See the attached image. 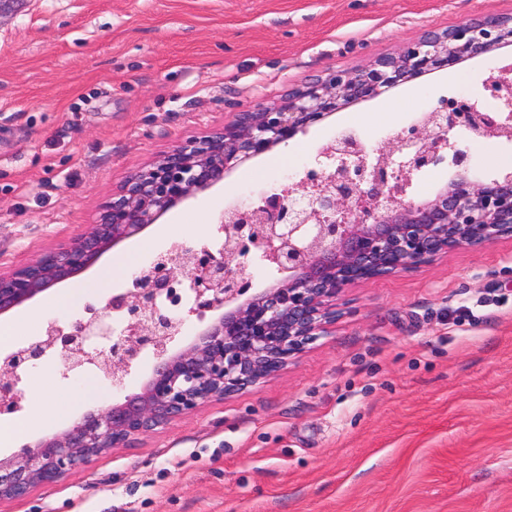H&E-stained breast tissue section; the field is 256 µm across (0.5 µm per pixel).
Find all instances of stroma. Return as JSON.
<instances>
[{"mask_svg":"<svg viewBox=\"0 0 512 512\" xmlns=\"http://www.w3.org/2000/svg\"><path fill=\"white\" fill-rule=\"evenodd\" d=\"M512 0H23L0 16V270L70 241L131 172L326 70L380 55ZM512 45L338 110L103 255L74 305L102 307L127 264L185 239L208 242L230 200L310 167L339 130L382 147L457 96L491 104L481 81ZM340 316L276 376L205 404L0 512H512V239L458 248L362 282ZM67 428L110 397L95 366L54 364L24 382Z\"/></svg>","mask_w":512,"mask_h":512,"instance_id":"obj_1","label":"stroma"}]
</instances>
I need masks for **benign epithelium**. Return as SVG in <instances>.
Segmentation results:
<instances>
[{
	"label": "benign epithelium",
	"instance_id": "benign-epithelium-1",
	"mask_svg": "<svg viewBox=\"0 0 512 512\" xmlns=\"http://www.w3.org/2000/svg\"><path fill=\"white\" fill-rule=\"evenodd\" d=\"M505 45H512L511 16L428 31L365 69H329L289 88L277 103H257L178 142L128 175L83 233L0 272V315L95 266L169 210L343 106ZM483 87L493 110L442 100L383 149L368 147L353 131L338 132L304 177L225 207L215 227L218 243L182 241L160 251L129 272L131 285L112 294L101 312L53 319L45 335L0 350V417L22 410L24 377L49 360L65 378L86 364L98 366L115 397L0 458V502L25 498L112 448L277 374L331 334L336 297L346 288L419 267L450 249L512 239V172L488 176L467 164L433 198L406 200L428 166L446 155L454 164L468 158L463 138L512 143V62L490 70ZM259 264L276 277L251 294ZM178 285L193 298L187 309L166 304ZM195 320L205 325L189 344L174 346ZM98 336L106 346L91 343ZM145 353L154 358L151 373L140 391L127 394L125 377Z\"/></svg>",
	"mask_w": 512,
	"mask_h": 512
}]
</instances>
